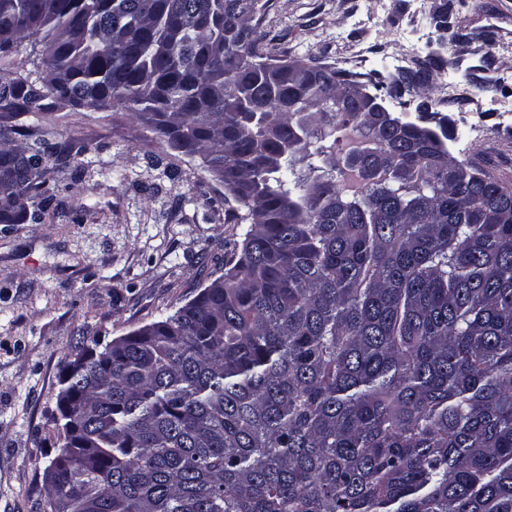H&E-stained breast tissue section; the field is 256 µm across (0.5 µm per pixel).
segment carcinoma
I'll list each match as a JSON object with an SVG mask.
<instances>
[{"label": "carcinoma", "mask_w": 512, "mask_h": 512, "mask_svg": "<svg viewBox=\"0 0 512 512\" xmlns=\"http://www.w3.org/2000/svg\"><path fill=\"white\" fill-rule=\"evenodd\" d=\"M267 2L0 0V119L124 109L249 225L191 301L65 364L45 512H512V187L448 158L431 101L432 128L377 120L366 83L422 71L268 51ZM432 23L443 75L460 35ZM19 134L0 224H42L73 148Z\"/></svg>", "instance_id": "carcinoma-1"}]
</instances>
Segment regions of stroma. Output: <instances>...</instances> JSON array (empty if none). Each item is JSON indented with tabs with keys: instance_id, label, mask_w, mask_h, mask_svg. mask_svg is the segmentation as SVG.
<instances>
[{
	"instance_id": "stroma-1",
	"label": "stroma",
	"mask_w": 512,
	"mask_h": 512,
	"mask_svg": "<svg viewBox=\"0 0 512 512\" xmlns=\"http://www.w3.org/2000/svg\"><path fill=\"white\" fill-rule=\"evenodd\" d=\"M442 0H269L277 52L366 72L415 67ZM464 40L431 94L458 137L451 154L512 187V0H464ZM18 125L82 147L50 167L57 206L41 224H0V512H44L63 443L60 370L76 343L107 344L167 318L224 271L247 225L198 158L123 110L68 106Z\"/></svg>"
}]
</instances>
